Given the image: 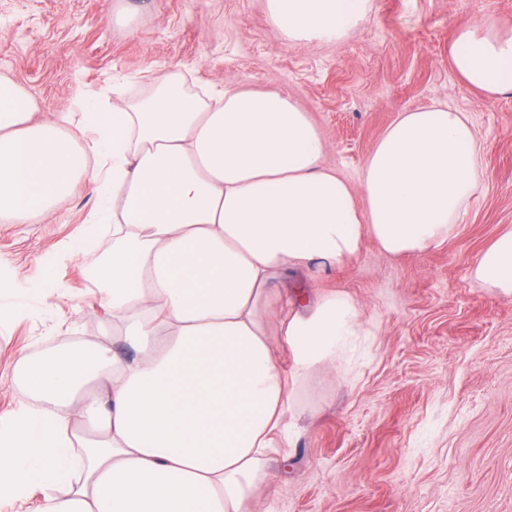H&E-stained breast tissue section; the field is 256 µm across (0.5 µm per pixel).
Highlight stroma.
Wrapping results in <instances>:
<instances>
[{
	"mask_svg": "<svg viewBox=\"0 0 512 512\" xmlns=\"http://www.w3.org/2000/svg\"><path fill=\"white\" fill-rule=\"evenodd\" d=\"M512 31V0H371L340 42H281L263 0H0V74L42 115L112 105L183 73L292 97L329 142L327 167L359 186L363 165L403 111L435 102L467 112L483 146L480 188L455 232L393 257L365 238L323 292L358 304L368 336L349 372L295 386V427L258 492L260 512H512V298L474 278L478 257L512 228V92L488 94L452 68L461 20ZM99 198L85 182L45 218L0 219V276L21 306L0 324V416L26 401L20 355L100 333L112 314L89 278L112 246L72 249ZM62 295L43 304L48 284Z\"/></svg>",
	"mask_w": 512,
	"mask_h": 512,
	"instance_id": "stroma-1",
	"label": "stroma"
}]
</instances>
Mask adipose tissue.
<instances>
[{
    "label": "adipose tissue",
    "instance_id": "adipose-tissue-1",
    "mask_svg": "<svg viewBox=\"0 0 512 512\" xmlns=\"http://www.w3.org/2000/svg\"><path fill=\"white\" fill-rule=\"evenodd\" d=\"M282 42L339 41L370 0H265ZM451 65L491 94L512 90V36L462 20ZM88 138L74 150L63 132ZM328 144L290 97L224 87L207 98L176 76L106 112L35 115L0 76V216H49L74 178L111 204L99 290L112 327L76 347L20 356L28 402L0 423V512H254L268 451L292 426L291 391L342 360L363 323L337 292L293 289L280 334L267 318L290 270L331 268L364 237L399 256L460 223L483 149L468 113H400L353 192L323 163ZM476 280L512 296V230L478 258ZM123 341L131 356L112 348Z\"/></svg>",
    "mask_w": 512,
    "mask_h": 512
}]
</instances>
